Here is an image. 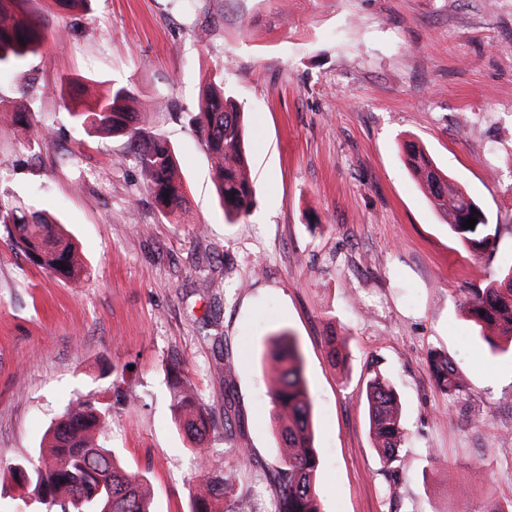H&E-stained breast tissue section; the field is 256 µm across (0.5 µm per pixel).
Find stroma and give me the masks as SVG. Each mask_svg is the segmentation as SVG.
I'll return each instance as SVG.
<instances>
[{
    "label": "stroma",
    "mask_w": 512,
    "mask_h": 512,
    "mask_svg": "<svg viewBox=\"0 0 512 512\" xmlns=\"http://www.w3.org/2000/svg\"><path fill=\"white\" fill-rule=\"evenodd\" d=\"M68 40L0 99L53 131L37 152L0 120V190L47 210L87 267L76 285L34 266L0 224V467L34 458L64 407L113 403L108 443L153 491L190 512L204 470L174 419V377L215 421L208 446L273 512L284 461L272 419L271 336H293L312 398L322 512H500L512 501V350L467 314L512 259V0H29ZM245 110L256 203L227 223L192 118L206 73ZM137 90L138 124L177 151L185 195L162 213L123 136L77 125L63 94ZM164 111H155L157 101ZM414 140L498 232L475 253L405 163ZM339 357H331V349ZM468 381L442 394L428 352ZM232 377H225V367ZM388 376L405 448L384 466L364 396ZM249 449L248 459L234 451ZM488 479L477 484L473 467Z\"/></svg>",
    "instance_id": "35a3bbf8"
}]
</instances>
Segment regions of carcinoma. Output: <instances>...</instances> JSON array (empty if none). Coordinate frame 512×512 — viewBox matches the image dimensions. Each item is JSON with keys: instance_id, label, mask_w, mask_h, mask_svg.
I'll return each mask as SVG.
<instances>
[{"instance_id": "cac0c4a2", "label": "carcinoma", "mask_w": 512, "mask_h": 512, "mask_svg": "<svg viewBox=\"0 0 512 512\" xmlns=\"http://www.w3.org/2000/svg\"><path fill=\"white\" fill-rule=\"evenodd\" d=\"M25 0H0V67L19 68L24 59L37 53L45 41L60 43L64 33L47 30L43 21L29 14ZM136 93L129 84L115 82L93 101L86 102L74 86L71 113L82 125L97 133H122L147 187L158 205L168 213L181 209L184 182L176 151L162 135L135 126L131 103ZM13 120L28 128L24 146L30 150L50 137V128H35L27 120L25 104L19 100L0 105ZM193 121L203 135L204 146L214 162V177L230 223L249 215L255 199L250 167L245 152L243 113L237 101L225 93L222 73L204 77ZM406 162L421 189L443 213L448 226L470 250L482 252L492 241L488 217L467 190L449 180L428 156L423 146L404 142ZM475 217L474 228H463ZM0 224L11 225L14 242L42 270L78 282L85 273L78 248L61 225L44 211L21 200L0 196ZM468 314L489 343L498 336L512 337V263L501 266L486 287L477 290ZM432 377L450 397L469 391L448 357L429 352ZM275 377L272 390L273 418L285 467L277 471L280 495L275 512H320L316 489L320 459L312 445V404L303 377L302 359L291 336L270 339L264 354ZM179 426L194 447L206 451L204 442L214 423L193 387L174 392ZM369 433L380 458L399 461L402 451V407L390 380L377 375L365 393ZM112 405L84 396L70 402L49 431L48 446L35 460L23 459L7 466L12 481L28 490L31 512H151L147 481L116 463L108 446L106 431ZM205 478L192 496V512H249L250 498L235 492V470L217 460L206 464Z\"/></svg>"}]
</instances>
